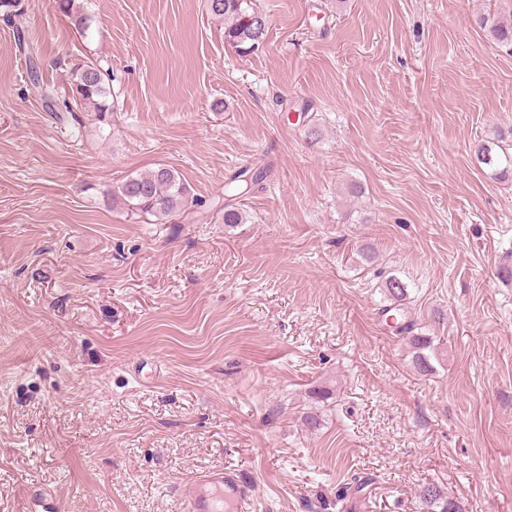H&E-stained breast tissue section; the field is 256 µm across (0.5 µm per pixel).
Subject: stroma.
<instances>
[{"label":"stroma","mask_w":512,"mask_h":512,"mask_svg":"<svg viewBox=\"0 0 512 512\" xmlns=\"http://www.w3.org/2000/svg\"><path fill=\"white\" fill-rule=\"evenodd\" d=\"M254 5L241 56L205 0H88L83 33L21 0L43 82L110 70L103 120L55 117L0 25V512H177L228 466L258 512H340L357 479L372 512L428 483L512 512V179L474 158L512 130V50L477 23L512 0ZM158 163L191 204L128 218L108 189ZM392 275L433 374L379 315ZM262 178V171H255L250 175L248 169H244L229 179L225 190L228 193L237 192L235 195L241 197L248 192L252 184L259 182Z\"/></svg>","instance_id":"obj_1"}]
</instances>
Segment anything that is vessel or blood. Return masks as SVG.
Instances as JSON below:
<instances>
[{
    "label": "vessel or blood",
    "mask_w": 512,
    "mask_h": 512,
    "mask_svg": "<svg viewBox=\"0 0 512 512\" xmlns=\"http://www.w3.org/2000/svg\"><path fill=\"white\" fill-rule=\"evenodd\" d=\"M256 512L250 487L234 468L196 473L181 495L182 512Z\"/></svg>",
    "instance_id": "vessel-or-blood-1"
}]
</instances>
